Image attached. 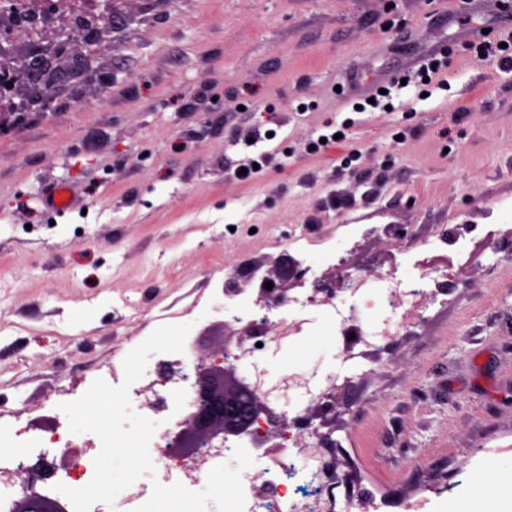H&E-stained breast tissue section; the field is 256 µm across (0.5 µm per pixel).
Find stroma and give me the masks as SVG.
Returning a JSON list of instances; mask_svg holds the SVG:
<instances>
[{"instance_id": "stroma-1", "label": "stroma", "mask_w": 512, "mask_h": 512, "mask_svg": "<svg viewBox=\"0 0 512 512\" xmlns=\"http://www.w3.org/2000/svg\"><path fill=\"white\" fill-rule=\"evenodd\" d=\"M502 2L481 0L472 27L464 0H116L111 47L0 135V428L73 418L100 372L130 371L179 322L200 354L221 347L225 277L246 262L288 287L294 228L328 245L356 227L331 270L376 280L408 224L464 233L470 259L437 257L445 305L366 353L304 439L334 442L335 512H456L473 477L494 480L489 462L512 455V71L463 45ZM445 49L428 99L347 104L351 71ZM339 129L346 144L309 154ZM258 130L271 139L249 146Z\"/></svg>"}]
</instances>
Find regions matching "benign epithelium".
I'll list each match as a JSON object with an SVG mask.
<instances>
[{"instance_id":"1","label":"benign epithelium","mask_w":512,"mask_h":512,"mask_svg":"<svg viewBox=\"0 0 512 512\" xmlns=\"http://www.w3.org/2000/svg\"><path fill=\"white\" fill-rule=\"evenodd\" d=\"M110 28L111 23L105 19L89 36L79 23L62 13L44 27L43 39L34 40L33 31L17 26L12 18L0 14V34L6 36V42H0V134L5 132L3 115L35 106L41 110L49 108L58 90L56 82L65 75L61 60L67 48H85L92 55L108 41ZM22 37L29 39V43L23 55L16 59V43ZM242 344L239 340L233 345L226 339L219 349L191 360L188 375L194 376L196 382L195 399L182 429L167 437L171 458L199 466L206 462L207 454L198 449L264 419L270 428L254 431L252 435L260 444L269 445L271 451L279 447L276 439L284 437L288 428L307 426L305 420L290 423L286 414L276 413L269 406V391L259 394L253 390L247 398L240 397L245 381L228 356ZM56 473L53 463L28 470L16 494L13 512H60L58 505L41 491V483Z\"/></svg>"}]
</instances>
